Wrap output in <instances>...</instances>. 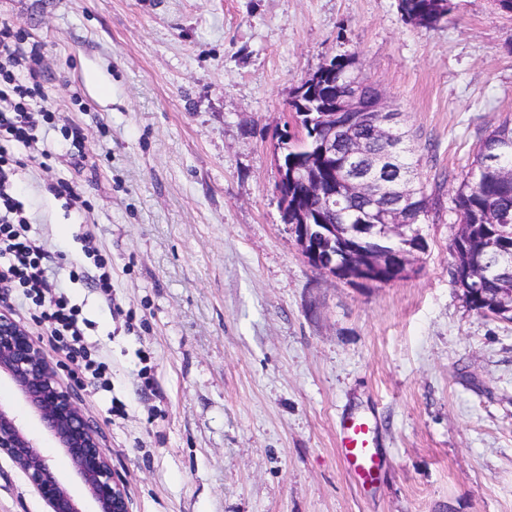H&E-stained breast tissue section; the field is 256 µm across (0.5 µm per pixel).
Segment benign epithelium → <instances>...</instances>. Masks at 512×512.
I'll return each instance as SVG.
<instances>
[{
    "mask_svg": "<svg viewBox=\"0 0 512 512\" xmlns=\"http://www.w3.org/2000/svg\"><path fill=\"white\" fill-rule=\"evenodd\" d=\"M363 86L350 79L341 112L348 120L336 121L334 116L323 117L326 134L320 139L314 159L319 166L336 159L339 144L352 135L351 125L362 109ZM368 120L373 126L372 135L391 142L401 126L397 109L383 94L374 99ZM357 165L349 175L327 183L309 175V169L291 172V178L304 187L306 193L317 197L329 210L339 208L347 194L368 200L370 213L379 211L375 202V179L372 169L362 173ZM420 195L416 182L401 183L398 200L393 209L384 214L387 235L408 239L406 248L390 251L382 248L373 253L353 256L352 280L364 285L380 281L383 271L398 277L412 271L415 253L424 249V237L413 233L407 237L406 206ZM301 251L307 263L336 277L342 273L341 262L336 258V227L332 224H301L299 237ZM477 266H467L455 276V287L463 297L469 298L478 290ZM13 386L28 411L36 418L41 431L62 448L69 460L74 476L91 498L96 512H130L128 495L123 481L113 471L112 465L101 449L98 435L77 404L71 390L62 383L44 349L31 333L7 311L0 310V377ZM7 455L25 474L34 492L45 502L49 512H81L80 500L71 492L66 481L49 464L40 451L39 438L29 432L13 404L0 397V454Z\"/></svg>",
    "mask_w": 512,
    "mask_h": 512,
    "instance_id": "1",
    "label": "benign epithelium"
}]
</instances>
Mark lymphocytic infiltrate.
Segmentation results:
<instances>
[{"instance_id": "f902f5d3", "label": "lymphocytic infiltrate", "mask_w": 512, "mask_h": 512, "mask_svg": "<svg viewBox=\"0 0 512 512\" xmlns=\"http://www.w3.org/2000/svg\"><path fill=\"white\" fill-rule=\"evenodd\" d=\"M44 59L38 45L27 44L20 31L0 24V285L17 289L22 300L39 310L52 345L80 370L92 389L109 390L111 375L97 349L84 338V318L61 289L51 287L45 242L32 234L25 203L13 176L23 166L19 152L29 149L42 130L56 128L59 112L46 105L39 81ZM82 249L96 267L89 280L113 314L112 270L91 229L79 235Z\"/></svg>"}]
</instances>
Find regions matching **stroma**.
I'll return each instance as SVG.
<instances>
[{"label": "stroma", "mask_w": 512, "mask_h": 512, "mask_svg": "<svg viewBox=\"0 0 512 512\" xmlns=\"http://www.w3.org/2000/svg\"><path fill=\"white\" fill-rule=\"evenodd\" d=\"M452 3L425 28L397 0H0V21L43 49L47 103L86 134L49 132L37 147L60 162L29 161L18 187L111 392L86 385L15 290L0 305L73 389L131 512H512V323L467 306L449 251L455 190L512 115V16ZM341 54L403 113L437 200L414 273L381 286L311 267L280 209L292 93ZM53 177L90 211L55 198ZM85 221L133 323L69 278ZM353 411L378 419L369 488L337 451ZM0 512H47L4 455Z\"/></svg>", "instance_id": "1"}]
</instances>
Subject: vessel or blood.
<instances>
[{"mask_svg": "<svg viewBox=\"0 0 512 512\" xmlns=\"http://www.w3.org/2000/svg\"><path fill=\"white\" fill-rule=\"evenodd\" d=\"M338 454L362 485L375 482L385 463L379 448L375 415L352 412L342 417L339 423Z\"/></svg>", "mask_w": 512, "mask_h": 512, "instance_id": "b4317fda", "label": "vessel or blood"}]
</instances>
